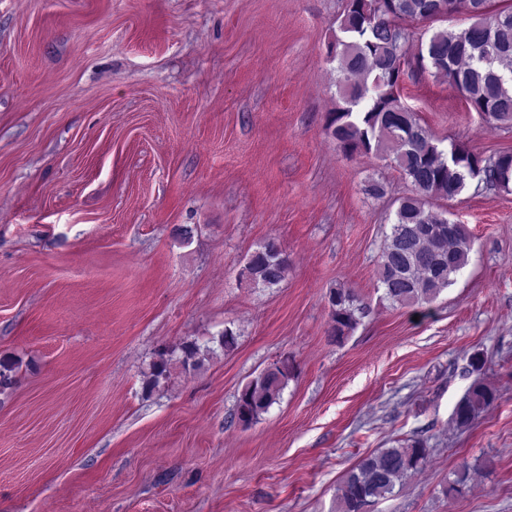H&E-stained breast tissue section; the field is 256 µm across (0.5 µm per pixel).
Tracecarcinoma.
<instances>
[{"instance_id":"cac0c4a2","label":"carcinoma","mask_w":512,"mask_h":512,"mask_svg":"<svg viewBox=\"0 0 512 512\" xmlns=\"http://www.w3.org/2000/svg\"><path fill=\"white\" fill-rule=\"evenodd\" d=\"M456 14L464 16L465 23L451 31H435L420 42L416 68L446 78L487 123L511 128L512 4L345 0L328 43V55L337 61L339 95L336 107L327 113L328 135L347 156L372 155L394 164L409 184V193L398 199L390 234L378 255L380 287L388 300L400 306L432 302L468 262L466 227L437 210L436 201L451 200L472 185L512 193V150L485 156L455 141L444 149L401 100L414 26ZM287 268L288 257L269 240L250 255L245 276L255 286L273 288ZM327 302L329 333L337 344L370 313L367 302L342 286L329 291ZM180 352L184 370L201 366L196 343H183ZM171 361L168 351L157 352L144 373L145 393L168 378ZM19 367L13 357H0V394L16 384ZM470 367L478 377L455 408L454 422L460 429L469 428L496 400L494 390L479 377L484 359L472 356ZM294 375L293 361L283 357L247 383L237 397L239 424L256 423ZM426 460L427 448L419 440L362 457L341 481L338 512H354L358 499L376 501L393 494Z\"/></svg>"}]
</instances>
